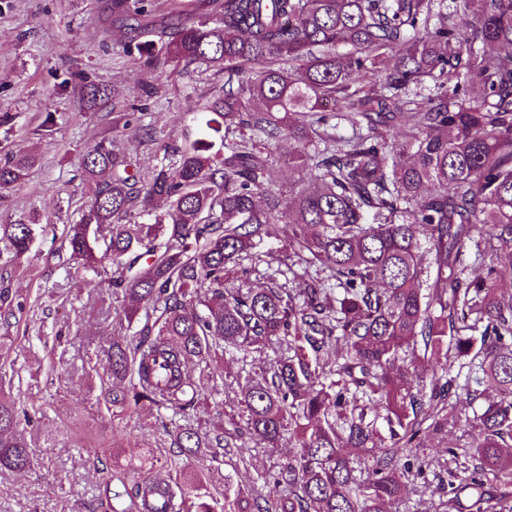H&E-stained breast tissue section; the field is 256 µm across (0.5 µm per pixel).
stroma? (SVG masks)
<instances>
[{
  "label": "stroma",
  "instance_id": "35a3bbf8",
  "mask_svg": "<svg viewBox=\"0 0 512 512\" xmlns=\"http://www.w3.org/2000/svg\"><path fill=\"white\" fill-rule=\"evenodd\" d=\"M111 6L112 0H0V113L10 115L0 124V148L38 156L28 181L0 199V224L33 211L47 226L21 258L0 252V285L18 306L0 308V337L17 340L0 361V395L28 411L23 429L37 460L28 472L0 470V512H95L106 492L130 483V463L147 451L172 484L197 475L214 496L225 474L249 488L289 454L285 447L254 448L222 464L205 455L185 462L169 446L171 412L129 415L105 400L94 367L112 341L106 320L122 301L101 289L99 276L76 272L66 241L88 200L82 158L105 137L142 171L169 163L167 147L199 136L207 104L224 89L223 74L206 65L184 63L175 71L161 57L147 62ZM91 84L108 88L107 99L93 106L83 94ZM253 369L250 353L214 359L212 400L233 411ZM460 436L457 429L442 442L419 435L431 464L424 490L407 493L400 512H434L433 461Z\"/></svg>",
  "mask_w": 512,
  "mask_h": 512
}]
</instances>
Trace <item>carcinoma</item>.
Instances as JSON below:
<instances>
[{
  "label": "carcinoma",
  "mask_w": 512,
  "mask_h": 512,
  "mask_svg": "<svg viewBox=\"0 0 512 512\" xmlns=\"http://www.w3.org/2000/svg\"><path fill=\"white\" fill-rule=\"evenodd\" d=\"M143 2L112 0L139 49L159 42L224 73L205 122L220 147L187 142L147 175L110 144L87 150L92 196L71 253L81 271L112 265L103 285L124 294L112 328L140 325L104 351L102 383L124 412L180 416L167 436L187 458L293 449L270 495L226 474L220 505L190 477L178 493L164 484L163 512H397L429 465L413 439L450 426L477 436L446 448L435 512H512V293L499 288L512 270V0H453L468 32L445 0H208V19L187 13L170 32L143 22ZM363 74L383 80L359 86ZM329 104L351 137L336 136ZM269 145L294 171L286 189ZM35 163L1 157L0 191ZM271 224L288 240L262 251ZM34 225L0 224V243L20 257ZM468 244L477 276L458 266ZM296 266L325 276L293 288ZM340 342L333 370L324 353ZM267 349L276 358L247 377L237 413L214 405L226 426L202 431L208 395L191 367ZM20 425L0 396V469L32 465ZM158 483L136 480L126 507L107 497L100 512H155Z\"/></svg>",
  "instance_id": "obj_1"
}]
</instances>
